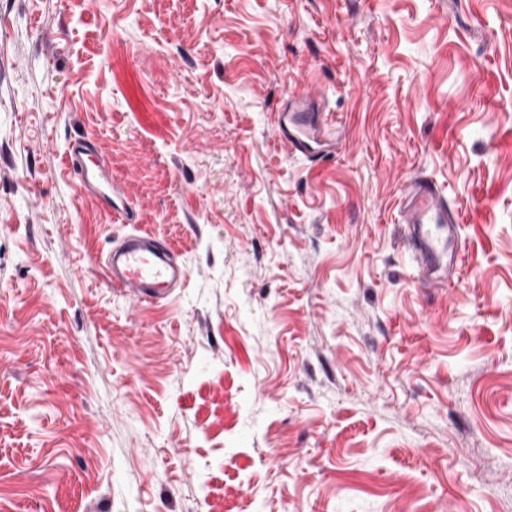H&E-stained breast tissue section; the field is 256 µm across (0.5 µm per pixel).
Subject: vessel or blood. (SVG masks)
<instances>
[{
  "label": "vessel or blood",
  "instance_id": "obj_1",
  "mask_svg": "<svg viewBox=\"0 0 512 512\" xmlns=\"http://www.w3.org/2000/svg\"><path fill=\"white\" fill-rule=\"evenodd\" d=\"M307 87L293 91L292 101L300 108L296 117L279 113L277 126L281 139L297 153L324 157L336 144V130L321 114L303 111L302 106L311 99ZM84 144H76L69 153V164L85 191L95 185L108 184L110 196L104 204L110 205L114 217L129 222L127 207L113 205L112 198L120 194L117 180L111 179L105 166L88 167L84 161ZM405 235L416 253L419 264V283L433 290L447 289L462 263L463 244L457 213L432 179H411L399 201ZM168 246L158 238L141 231L127 236L121 246L104 260L108 283L123 289L133 299L142 301L169 293L176 284L185 282V268L171 264Z\"/></svg>",
  "mask_w": 512,
  "mask_h": 512
}]
</instances>
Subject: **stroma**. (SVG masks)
I'll use <instances>...</instances> for the list:
<instances>
[{"label": "stroma", "instance_id": "obj_1", "mask_svg": "<svg viewBox=\"0 0 512 512\" xmlns=\"http://www.w3.org/2000/svg\"><path fill=\"white\" fill-rule=\"evenodd\" d=\"M305 84L318 163L275 125ZM139 226L168 297L106 281ZM0 512H512V0H0ZM85 145L81 142L72 146L69 152V164L73 172L78 176L84 192H92L94 186L105 183L109 186L110 195L102 196L101 202L110 207L114 217L121 220L122 223H129L131 220V211L126 207L113 206L112 196H120L121 188L117 180H112L105 168V164L95 165L94 169L87 166L84 161ZM405 235L419 264L424 288L447 289L462 263L458 214L430 178L411 179L399 201Z\"/></svg>", "mask_w": 512, "mask_h": 512}]
</instances>
